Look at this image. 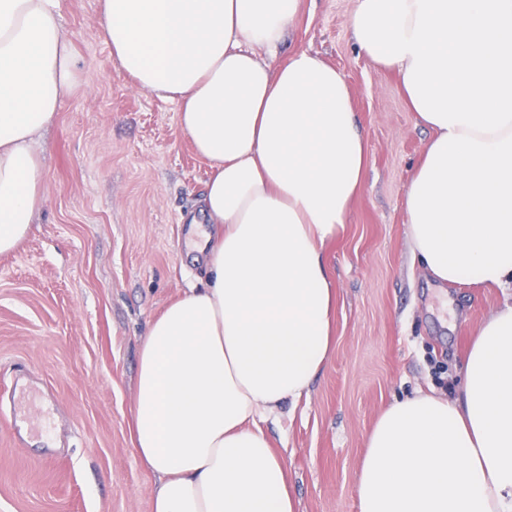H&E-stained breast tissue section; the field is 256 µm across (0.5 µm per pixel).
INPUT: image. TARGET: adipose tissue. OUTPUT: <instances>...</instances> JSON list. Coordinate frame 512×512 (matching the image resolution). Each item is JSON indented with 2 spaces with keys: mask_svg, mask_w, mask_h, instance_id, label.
I'll return each mask as SVG.
<instances>
[{
  "mask_svg": "<svg viewBox=\"0 0 512 512\" xmlns=\"http://www.w3.org/2000/svg\"><path fill=\"white\" fill-rule=\"evenodd\" d=\"M300 0H100L136 87L177 103L209 164L190 223L219 227L208 287L149 325L133 443L152 512H297L263 424L299 402L331 349L324 256L367 174L343 73L274 50ZM360 55L395 71L432 136L404 199L413 256L442 284H512V0H356ZM60 0H0V254L42 205L36 135L77 89ZM359 512H512V303L477 328L462 397L395 401L367 436Z\"/></svg>",
  "mask_w": 512,
  "mask_h": 512,
  "instance_id": "adipose-tissue-1",
  "label": "adipose tissue"
}]
</instances>
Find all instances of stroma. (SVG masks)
Segmentation results:
<instances>
[{
    "label": "stroma",
    "mask_w": 512,
    "mask_h": 512,
    "mask_svg": "<svg viewBox=\"0 0 512 512\" xmlns=\"http://www.w3.org/2000/svg\"><path fill=\"white\" fill-rule=\"evenodd\" d=\"M356 0H302L271 65L319 54L344 75L368 169L345 235L325 247L334 347L307 396L265 429L298 512H358L366 439L395 400L457 396L477 327L512 293L440 286L414 262L404 198L430 138L396 73L357 52ZM99 0H61L81 85L36 138L46 177L27 239L0 255V512H152L155 476L130 424L150 322L208 281L182 219L209 167L178 106L138 91L98 24Z\"/></svg>",
    "instance_id": "obj_1"
}]
</instances>
